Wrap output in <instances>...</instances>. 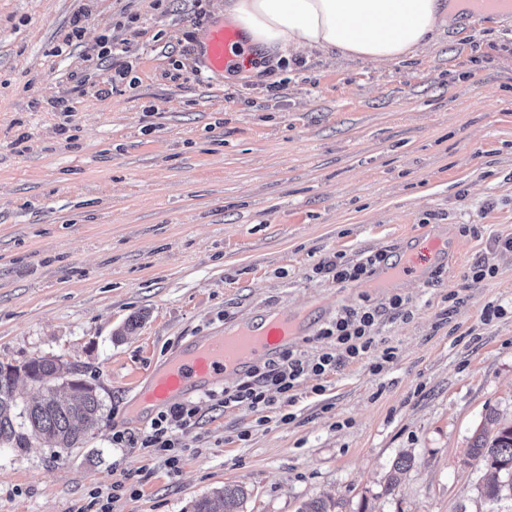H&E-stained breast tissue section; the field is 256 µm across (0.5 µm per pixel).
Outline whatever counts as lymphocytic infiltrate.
<instances>
[{
	"label": "lymphocytic infiltrate",
	"instance_id": "f902f5d3",
	"mask_svg": "<svg viewBox=\"0 0 512 512\" xmlns=\"http://www.w3.org/2000/svg\"><path fill=\"white\" fill-rule=\"evenodd\" d=\"M382 313L380 308L371 305L345 311L323 331L325 337L335 340V352H324L310 359L283 354L256 369L248 380L225 390V406L267 409L272 406L274 397L291 400L293 391L306 379L314 380L315 393H322L325 376L346 362L368 358L372 361L373 370H382L395 357L393 349L379 348L373 336V329ZM196 414V408L186 404L174 405L160 413L151 424L144 447L165 455L169 464H177L175 434L190 426Z\"/></svg>",
	"mask_w": 512,
	"mask_h": 512
}]
</instances>
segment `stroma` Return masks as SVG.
I'll use <instances>...</instances> for the list:
<instances>
[{
	"label": "stroma",
	"instance_id": "35a3bbf8",
	"mask_svg": "<svg viewBox=\"0 0 512 512\" xmlns=\"http://www.w3.org/2000/svg\"><path fill=\"white\" fill-rule=\"evenodd\" d=\"M223 10L0 0V362L57 357L104 404L68 452L0 450V512H189L228 484L239 512H488L469 448L512 424V251L494 245L512 236V13L467 14L411 60L268 56L210 81L196 37ZM104 35L120 56L98 58ZM429 234L448 256L418 277L316 271L371 253L399 268ZM479 260L494 273L477 281ZM397 295L381 371L343 364L274 411L193 396L177 469L143 448L133 385L190 337L317 307L290 347L311 358L335 351L337 315Z\"/></svg>",
	"mask_w": 512,
	"mask_h": 512
}]
</instances>
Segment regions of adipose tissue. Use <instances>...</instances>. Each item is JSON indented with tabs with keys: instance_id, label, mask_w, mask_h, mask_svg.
<instances>
[{
	"instance_id": "obj_1",
	"label": "adipose tissue",
	"mask_w": 512,
	"mask_h": 512,
	"mask_svg": "<svg viewBox=\"0 0 512 512\" xmlns=\"http://www.w3.org/2000/svg\"><path fill=\"white\" fill-rule=\"evenodd\" d=\"M460 6L455 0H225L244 53L319 52L383 64L416 57Z\"/></svg>"
}]
</instances>
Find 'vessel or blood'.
Returning a JSON list of instances; mask_svg holds the SVG:
<instances>
[{
    "label": "vessel or blood",
    "mask_w": 512,
    "mask_h": 512,
    "mask_svg": "<svg viewBox=\"0 0 512 512\" xmlns=\"http://www.w3.org/2000/svg\"><path fill=\"white\" fill-rule=\"evenodd\" d=\"M240 34L231 26H208L199 39L201 74L222 77L239 63ZM306 317L257 310L243 321H230L223 331L191 337L150 382L136 391L137 419L193 394L222 388L226 378L246 375L259 360L307 335Z\"/></svg>",
    "instance_id": "vessel-or-blood-1"
}]
</instances>
